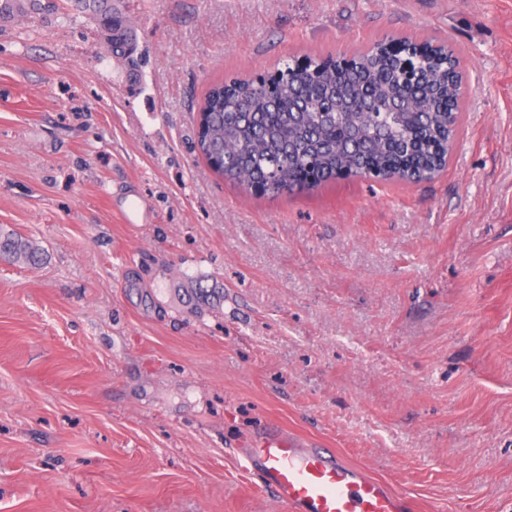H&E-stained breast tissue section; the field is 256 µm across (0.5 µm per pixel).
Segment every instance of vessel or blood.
<instances>
[{
	"instance_id": "obj_1",
	"label": "vessel or blood",
	"mask_w": 512,
	"mask_h": 512,
	"mask_svg": "<svg viewBox=\"0 0 512 512\" xmlns=\"http://www.w3.org/2000/svg\"><path fill=\"white\" fill-rule=\"evenodd\" d=\"M243 458L284 512H408L406 496L365 474L336 451L313 448L275 428L260 433Z\"/></svg>"
}]
</instances>
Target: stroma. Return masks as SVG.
Segmentation results:
<instances>
[{
	"label": "stroma",
	"instance_id": "1",
	"mask_svg": "<svg viewBox=\"0 0 512 512\" xmlns=\"http://www.w3.org/2000/svg\"><path fill=\"white\" fill-rule=\"evenodd\" d=\"M55 4L0 23V227L47 256L0 258V512H279L267 422L415 512H512V0H124L135 73ZM380 39L460 59L434 180L265 194L199 154L214 83Z\"/></svg>",
	"mask_w": 512,
	"mask_h": 512
}]
</instances>
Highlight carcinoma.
I'll list each match as a JSON object with an SVG mask.
<instances>
[{"instance_id": "carcinoma-1", "label": "carcinoma", "mask_w": 512, "mask_h": 512, "mask_svg": "<svg viewBox=\"0 0 512 512\" xmlns=\"http://www.w3.org/2000/svg\"><path fill=\"white\" fill-rule=\"evenodd\" d=\"M94 17L112 56L138 65L119 34L131 30L117 0H68ZM47 0H0V17L40 15ZM463 77L460 60L445 44L426 41L411 63L382 42L340 63L333 57L302 66L285 64L259 91L251 78L213 84L200 110L196 147L222 178L288 190L338 176H376L419 183L447 166L448 146L459 132ZM44 251L0 228V257L37 265Z\"/></svg>"}]
</instances>
